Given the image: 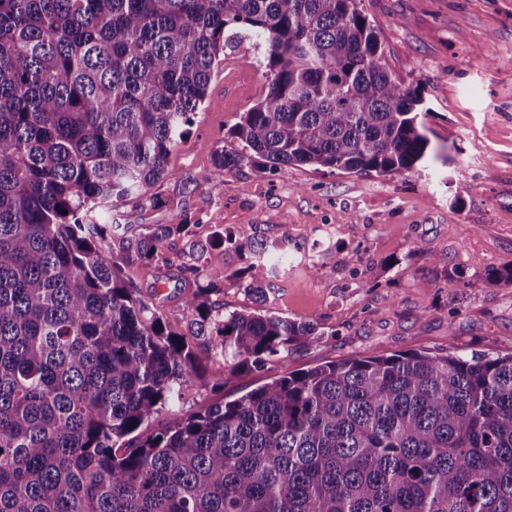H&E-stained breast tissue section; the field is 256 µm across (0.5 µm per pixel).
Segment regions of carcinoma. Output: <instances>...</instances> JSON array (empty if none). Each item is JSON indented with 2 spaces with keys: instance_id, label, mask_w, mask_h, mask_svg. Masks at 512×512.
<instances>
[{
  "instance_id": "carcinoma-1",
  "label": "carcinoma",
  "mask_w": 512,
  "mask_h": 512,
  "mask_svg": "<svg viewBox=\"0 0 512 512\" xmlns=\"http://www.w3.org/2000/svg\"><path fill=\"white\" fill-rule=\"evenodd\" d=\"M248 37L268 46V92L197 187L246 164L385 176L438 158L357 0H0V512H512V352L329 361L149 432L194 345L234 374L325 335L209 299V249L250 255L262 303L288 239L112 223L132 199L166 205L152 188ZM173 237L194 287L182 331L129 277L166 285ZM502 281L512 265L485 277ZM157 272L151 267H135L130 271V276L134 285L138 288V296L147 302L154 301L152 298L153 283L155 282Z\"/></svg>"
}]
</instances>
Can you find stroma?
Segmentation results:
<instances>
[{
  "label": "stroma",
  "instance_id": "stroma-1",
  "mask_svg": "<svg viewBox=\"0 0 512 512\" xmlns=\"http://www.w3.org/2000/svg\"><path fill=\"white\" fill-rule=\"evenodd\" d=\"M359 7L391 70L419 92L438 158L386 176L247 165L197 188L215 151L236 148L228 132L242 112L268 91L267 46L246 40L226 50L170 155L175 175L157 187L165 206L131 202L112 215L136 231L188 216L200 235L228 229L243 240L259 212L271 213L263 235L271 244L288 239L290 257L265 307L324 331L320 343L258 372L230 374L198 352L182 415L342 358L450 347L512 352V283L484 281L488 269L512 263V0H360ZM249 261L221 247L207 255V266L226 276L217 296L225 311L255 307L240 276ZM177 415L162 412L152 431L173 426Z\"/></svg>",
  "mask_w": 512,
  "mask_h": 512
}]
</instances>
